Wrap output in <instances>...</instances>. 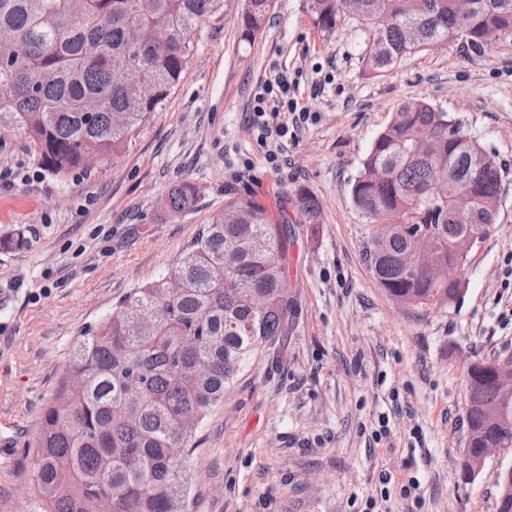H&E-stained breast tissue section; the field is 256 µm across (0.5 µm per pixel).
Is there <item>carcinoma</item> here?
<instances>
[{
	"instance_id": "obj_1",
	"label": "carcinoma",
	"mask_w": 512,
	"mask_h": 512,
	"mask_svg": "<svg viewBox=\"0 0 512 512\" xmlns=\"http://www.w3.org/2000/svg\"><path fill=\"white\" fill-rule=\"evenodd\" d=\"M276 0H246L244 40L260 33ZM309 0L326 37L352 22L368 40L366 71L382 76L435 39L480 50L512 36V0H473L461 17L456 0ZM224 14V0H0V131H16L55 175L87 168L91 159L122 157L151 113L182 81L195 35ZM163 28L164 46L153 32ZM454 116L428 101L400 102L378 133L350 184L366 217L365 261L391 299L415 301L423 313L460 298L448 277L472 253L451 244L465 228L496 223L506 169L475 140L448 139ZM471 178L479 201L461 221L453 209L461 180ZM199 187L185 182L165 197L171 213L195 204ZM300 223H319L315 197L297 191ZM431 244L434 280L404 265L413 234ZM269 305L257 310L251 294ZM292 312L288 242L279 225L248 200L215 214L165 277L134 289L112 315L72 344L64 375L45 406L29 446L36 449L34 494L44 512H172L187 491L183 456L196 429L224 401V391L263 347L285 335ZM508 351L473 360L466 396L462 453L486 441L512 447L483 413L499 393L494 365Z\"/></svg>"
}]
</instances>
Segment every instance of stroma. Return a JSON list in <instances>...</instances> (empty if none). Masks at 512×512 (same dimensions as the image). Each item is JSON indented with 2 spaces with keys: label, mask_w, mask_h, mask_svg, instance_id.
I'll return each instance as SVG.
<instances>
[{
  "label": "stroma",
  "mask_w": 512,
  "mask_h": 512,
  "mask_svg": "<svg viewBox=\"0 0 512 512\" xmlns=\"http://www.w3.org/2000/svg\"><path fill=\"white\" fill-rule=\"evenodd\" d=\"M307 3L280 0L246 42L243 2L227 0L116 163L55 175L23 135L0 132V512H41L28 443L78 334L167 274L241 199L288 236L293 313L287 336L259 351L200 423L184 462L190 512H494L512 447L471 486L451 461L465 430L462 357L512 350V37L478 51L452 41L374 77L362 34L346 26L323 38ZM280 70L311 117L263 142L255 98ZM409 97L462 120L507 170L494 229L460 272V301L423 316L376 284L366 219L349 195ZM184 181L199 199L169 214L163 199ZM302 186L319 223L301 221Z\"/></svg>",
  "instance_id": "stroma-1"
}]
</instances>
